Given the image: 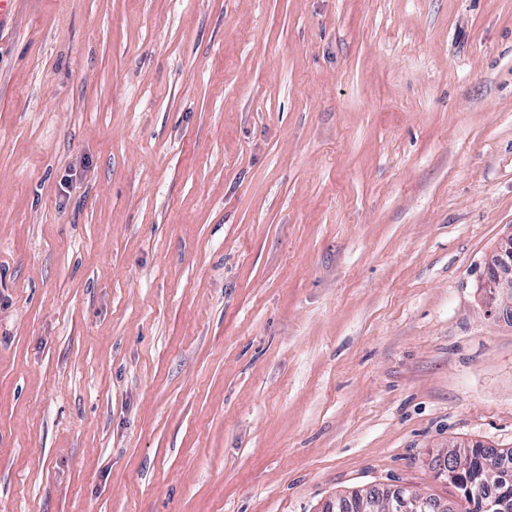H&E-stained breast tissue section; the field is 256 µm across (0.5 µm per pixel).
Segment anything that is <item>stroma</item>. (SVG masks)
<instances>
[{
    "label": "stroma",
    "mask_w": 512,
    "mask_h": 512,
    "mask_svg": "<svg viewBox=\"0 0 512 512\" xmlns=\"http://www.w3.org/2000/svg\"><path fill=\"white\" fill-rule=\"evenodd\" d=\"M512 0H21L0 512L455 501L512 448ZM482 288L486 294V312L496 316L500 312V299L512 298V236L501 242L485 263ZM470 444H460L459 446H453L454 448H460L448 453L443 459V467L441 463H436L435 469L438 466L439 472L443 469L455 472L451 479H448V485H450L455 493L464 499L467 503L465 512H480L469 510V505L473 502L481 503V510L489 511L496 503L493 502L488 504L492 500L495 501H507L510 504V508L506 512H512V480L511 484L508 482H497L493 486L479 485L476 480L477 474L483 469L484 465L488 462L495 468L501 470V472H511L512 477V454H496L493 448H486L481 444H475L472 448H466ZM462 453L467 457V461L470 462L468 468H458V457ZM455 466V467H454ZM457 466V468H456ZM394 498L389 499L384 507L373 506V511H398V512H426L430 507V501L426 496L399 487L394 489Z\"/></svg>",
    "instance_id": "1"
}]
</instances>
